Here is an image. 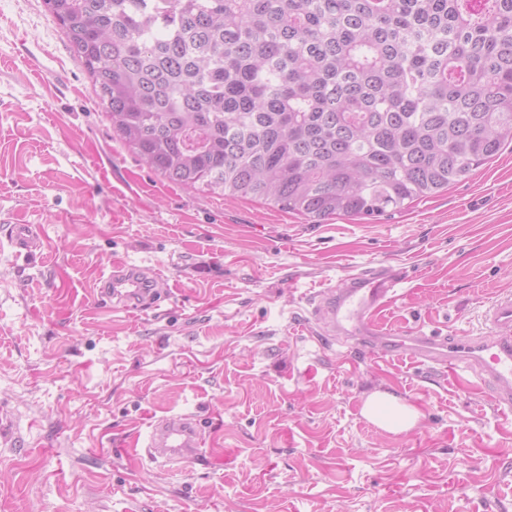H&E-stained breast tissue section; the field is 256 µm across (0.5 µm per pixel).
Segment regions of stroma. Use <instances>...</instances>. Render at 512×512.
Masks as SVG:
<instances>
[{"instance_id":"obj_1","label":"stroma","mask_w":512,"mask_h":512,"mask_svg":"<svg viewBox=\"0 0 512 512\" xmlns=\"http://www.w3.org/2000/svg\"><path fill=\"white\" fill-rule=\"evenodd\" d=\"M116 260L155 269L159 306L95 304ZM377 260L408 274L389 326L479 335L512 291V145L379 218L194 191L119 139L43 0H0V512H512L488 393L311 334L310 298ZM374 390L417 425L366 420ZM174 413L200 420L201 460L132 447ZM16 231H12L11 239L14 247L19 253L24 252L28 255H34V252L40 248V237L30 226L23 224L14 227ZM362 414L378 428L393 434L410 431L420 417L416 407L387 391L371 393L363 403Z\"/></svg>"}]
</instances>
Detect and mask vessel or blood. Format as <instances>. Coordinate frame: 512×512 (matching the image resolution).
I'll return each instance as SVG.
<instances>
[{
    "instance_id": "vessel-or-blood-1",
    "label": "vessel or blood",
    "mask_w": 512,
    "mask_h": 512,
    "mask_svg": "<svg viewBox=\"0 0 512 512\" xmlns=\"http://www.w3.org/2000/svg\"><path fill=\"white\" fill-rule=\"evenodd\" d=\"M11 239L18 252L34 254L40 237L30 226L20 225ZM404 272L378 261L355 269L339 283L324 287L313 297L310 320L318 336L358 339L365 360L375 363L395 353H405L420 363L460 370L477 382L493 380L497 389L493 405L512 412V292L498 294L483 311L488 330L484 336L447 339L420 329H394L381 320L384 310L401 296ZM155 276L124 262L114 263L100 278L96 298L112 309H144L156 306L151 288ZM203 437L194 415H164L148 425L143 447L154 461H193L202 457Z\"/></svg>"
}]
</instances>
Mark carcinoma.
<instances>
[{
	"label": "carcinoma",
	"mask_w": 512,
	"mask_h": 512,
	"mask_svg": "<svg viewBox=\"0 0 512 512\" xmlns=\"http://www.w3.org/2000/svg\"><path fill=\"white\" fill-rule=\"evenodd\" d=\"M169 182L375 218L512 143V0H45Z\"/></svg>",
	"instance_id": "obj_1"
}]
</instances>
